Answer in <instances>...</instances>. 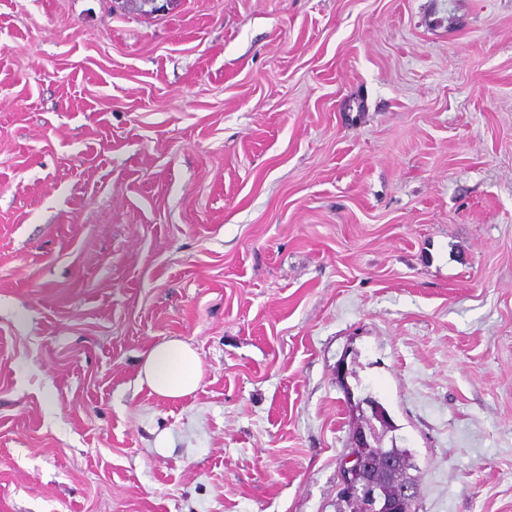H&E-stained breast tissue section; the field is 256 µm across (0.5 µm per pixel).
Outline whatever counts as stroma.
<instances>
[{
  "label": "stroma",
  "instance_id": "obj_1",
  "mask_svg": "<svg viewBox=\"0 0 512 512\" xmlns=\"http://www.w3.org/2000/svg\"><path fill=\"white\" fill-rule=\"evenodd\" d=\"M342 358L512 512V0H0V512H336ZM143 356L139 378L151 393L178 399L198 388L202 377L200 360L186 342L179 339L163 341L152 346Z\"/></svg>",
  "mask_w": 512,
  "mask_h": 512
}]
</instances>
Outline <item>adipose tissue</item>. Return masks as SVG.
<instances>
[{
    "instance_id": "adipose-tissue-1",
    "label": "adipose tissue",
    "mask_w": 512,
    "mask_h": 512,
    "mask_svg": "<svg viewBox=\"0 0 512 512\" xmlns=\"http://www.w3.org/2000/svg\"><path fill=\"white\" fill-rule=\"evenodd\" d=\"M202 377L200 360L189 344L170 339L152 346L144 355L139 378L151 393L178 399L193 393Z\"/></svg>"
}]
</instances>
